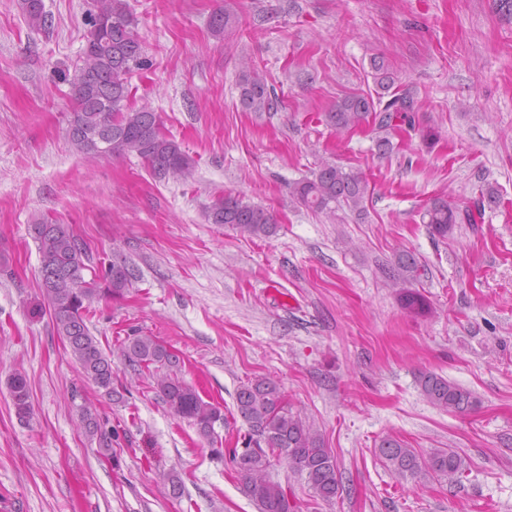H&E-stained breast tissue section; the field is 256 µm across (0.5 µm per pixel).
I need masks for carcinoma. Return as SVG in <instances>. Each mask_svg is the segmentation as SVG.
Returning a JSON list of instances; mask_svg holds the SVG:
<instances>
[{
	"label": "carcinoma",
	"instance_id": "1",
	"mask_svg": "<svg viewBox=\"0 0 512 512\" xmlns=\"http://www.w3.org/2000/svg\"><path fill=\"white\" fill-rule=\"evenodd\" d=\"M29 27L37 30L51 25L42 0H21ZM112 21L109 29L99 27ZM88 49L83 64L71 82L75 103L67 133L84 154L95 156L136 155L159 178L181 177L191 173L194 160L181 146L167 136L159 116L147 107L127 106L128 76L147 65L135 30L136 20L126 0H96V11L88 18ZM215 36L235 35L239 18L226 8L215 13L210 21ZM374 80L380 89L377 97L362 94L346 95L326 113L330 126L338 132L348 131L373 119L381 130L412 123L415 111L413 96L408 91H392L395 80L378 56L371 58ZM241 104L253 112L274 109V100L264 76L248 68L239 76ZM369 183L358 172L324 162L310 178L293 183L291 196L299 205L318 212L336 215L348 207L364 215L363 202ZM497 203L495 191L479 193L474 207L451 204L437 197L422 214L429 232L445 239L458 224L475 223L473 210ZM207 220L228 225L253 237L275 232L276 214L262 206L245 203L224 194L212 196L206 207ZM32 237L42 255L40 278L42 295L47 302L57 335L67 342L70 353L84 375L108 397L112 387V359L100 348L87 326V314L100 301L120 300L133 286L135 273L126 261H116L86 278L93 256L87 244L65 224L38 221L30 225ZM402 306L422 312L426 304L422 296L410 289L400 292ZM129 365L150 371L153 388L176 417L193 424L199 435L210 444L218 442L216 423H224L219 407L204 401L197 391L179 377L181 359L156 337L135 333L119 345ZM417 383L423 396L433 406L464 414L478 405L468 389L431 371L419 373ZM8 389L19 419L29 417L31 406L26 380L15 376ZM235 406L248 425L245 449H213L217 455L228 453L235 471L240 475L244 491L256 503L259 512H295L288 489L271 478L270 456L283 458L288 468L304 478L321 500L330 502L343 490L342 477L331 449L311 426L288 406L280 384L271 378H258L240 385ZM81 423L91 436H98L105 450H110V436L102 430L98 415L90 407L79 408ZM379 458L399 478L418 476L446 477L452 481L465 471V460L455 448H436L428 459L405 443L386 437L376 448Z\"/></svg>",
	"mask_w": 512,
	"mask_h": 512
}]
</instances>
